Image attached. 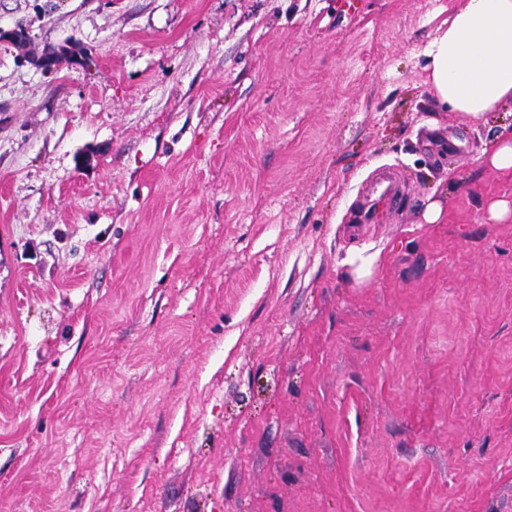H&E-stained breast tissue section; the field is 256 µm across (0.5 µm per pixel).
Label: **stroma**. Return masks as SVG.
I'll return each instance as SVG.
<instances>
[{
  "mask_svg": "<svg viewBox=\"0 0 512 512\" xmlns=\"http://www.w3.org/2000/svg\"><path fill=\"white\" fill-rule=\"evenodd\" d=\"M450 4L0 0V512H512V106L435 98ZM485 163L497 171H512V128L503 127L490 151H484Z\"/></svg>",
  "mask_w": 512,
  "mask_h": 512,
  "instance_id": "1",
  "label": "stroma"
}]
</instances>
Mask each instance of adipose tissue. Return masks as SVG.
I'll list each match as a JSON object with an SVG mask.
<instances>
[{
	"instance_id": "obj_1",
	"label": "adipose tissue",
	"mask_w": 512,
	"mask_h": 512,
	"mask_svg": "<svg viewBox=\"0 0 512 512\" xmlns=\"http://www.w3.org/2000/svg\"><path fill=\"white\" fill-rule=\"evenodd\" d=\"M425 56L435 97L462 120L512 104V0H456Z\"/></svg>"
}]
</instances>
